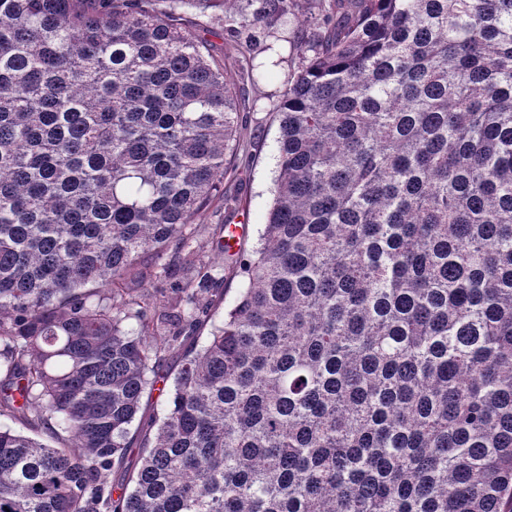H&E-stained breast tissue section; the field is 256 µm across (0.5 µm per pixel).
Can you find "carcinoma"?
Segmentation results:
<instances>
[{
    "label": "carcinoma",
    "instance_id": "1",
    "mask_svg": "<svg viewBox=\"0 0 512 512\" xmlns=\"http://www.w3.org/2000/svg\"><path fill=\"white\" fill-rule=\"evenodd\" d=\"M239 2L0 0V416L33 432L0 426V512H512V0H312L261 243L218 225L239 293L131 435L221 286L194 243L241 125L202 33L294 8Z\"/></svg>",
    "mask_w": 512,
    "mask_h": 512
}]
</instances>
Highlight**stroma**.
<instances>
[{"instance_id": "stroma-1", "label": "stroma", "mask_w": 512, "mask_h": 512, "mask_svg": "<svg viewBox=\"0 0 512 512\" xmlns=\"http://www.w3.org/2000/svg\"><path fill=\"white\" fill-rule=\"evenodd\" d=\"M308 7V0H295V13L299 21L283 29L278 37L253 26L236 32L219 28L209 36L216 55L236 77L240 76L247 58H254L258 63L267 59V45H274L281 57L269 82L247 90L249 101L241 111L245 125L237 169L224 179L225 189L239 188L244 200L242 211L235 213L233 219L246 226L240 242L241 250L246 252L252 251L259 241L276 188V145L279 136L276 112L287 88L288 76L299 65V58L292 55L289 43L304 35Z\"/></svg>"}]
</instances>
